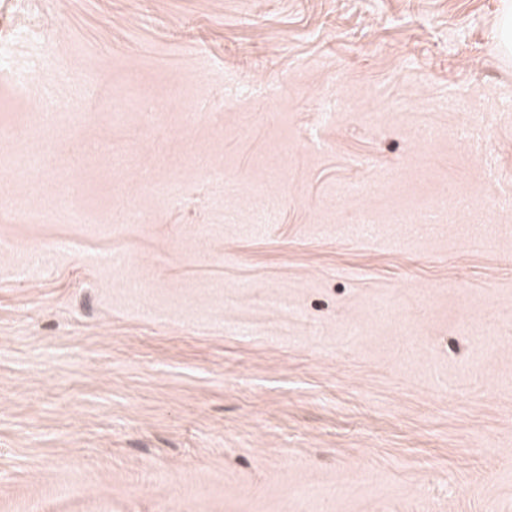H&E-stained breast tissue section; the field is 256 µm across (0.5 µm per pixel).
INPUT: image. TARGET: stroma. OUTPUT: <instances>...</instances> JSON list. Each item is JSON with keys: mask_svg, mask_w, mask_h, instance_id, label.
I'll return each mask as SVG.
<instances>
[{"mask_svg": "<svg viewBox=\"0 0 512 512\" xmlns=\"http://www.w3.org/2000/svg\"><path fill=\"white\" fill-rule=\"evenodd\" d=\"M501 8L50 0L24 16L42 35L0 68V183L49 208L69 175L90 221L0 210V512H512V235L462 212L399 247L336 231L512 176ZM92 64V120L43 123L42 89L68 94L59 71ZM116 90L153 114L114 118ZM451 95L468 112L442 109ZM461 125L480 126L492 166L449 136ZM428 128L444 137L426 149ZM25 143L55 164L19 176ZM148 174L177 178V201L144 199ZM353 181L369 194L342 196ZM122 201L152 223L92 232ZM58 237L74 251L20 279ZM110 252L123 270L98 262Z\"/></svg>", "mask_w": 512, "mask_h": 512, "instance_id": "obj_1", "label": "stroma"}]
</instances>
